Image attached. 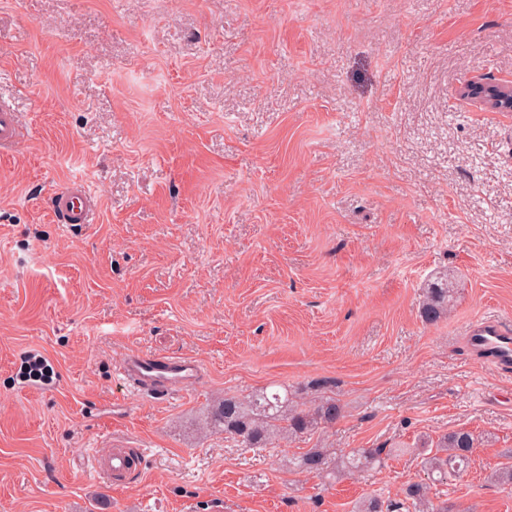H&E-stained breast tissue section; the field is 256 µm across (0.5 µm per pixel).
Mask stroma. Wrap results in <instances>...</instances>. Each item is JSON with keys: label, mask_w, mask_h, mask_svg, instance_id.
<instances>
[{"label": "stroma", "mask_w": 512, "mask_h": 512, "mask_svg": "<svg viewBox=\"0 0 512 512\" xmlns=\"http://www.w3.org/2000/svg\"><path fill=\"white\" fill-rule=\"evenodd\" d=\"M512 0H0V96L29 131L0 158V512H354L401 505L444 434L479 439L432 485L512 512V376L462 343L512 319ZM85 183L93 223L56 224ZM457 283L426 322L425 290ZM190 357L137 396L130 350ZM287 389L336 423L244 448L215 401ZM141 451L125 485L98 449ZM387 448L339 479L281 463ZM118 374L131 392L150 395L185 391L200 378V364L187 357H166L137 350L127 352Z\"/></svg>", "instance_id": "obj_1"}]
</instances>
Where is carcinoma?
I'll list each match as a JSON object with an SVG mask.
<instances>
[{
  "label": "carcinoma",
  "instance_id": "carcinoma-1",
  "mask_svg": "<svg viewBox=\"0 0 512 512\" xmlns=\"http://www.w3.org/2000/svg\"><path fill=\"white\" fill-rule=\"evenodd\" d=\"M451 288L448 276L437 278L428 288L421 314L427 322H435L448 311ZM342 414L334 399L320 404L314 412H306L291 404L288 392L261 390L247 400L226 397L213 409L209 425L224 429L248 448H264L277 435L301 433L319 424H333ZM476 448V438L466 430L452 431L441 437L436 452L427 457L424 469L433 482H444L448 475L463 470ZM382 448H357L348 454L332 456L323 448H311L299 456H286L283 465L315 477L335 476L356 469L378 468L383 463ZM430 486L411 485L406 492L408 512H448V506H430Z\"/></svg>",
  "mask_w": 512,
  "mask_h": 512
}]
</instances>
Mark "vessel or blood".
<instances>
[{
	"label": "vessel or blood",
	"mask_w": 512,
	"mask_h": 512,
	"mask_svg": "<svg viewBox=\"0 0 512 512\" xmlns=\"http://www.w3.org/2000/svg\"><path fill=\"white\" fill-rule=\"evenodd\" d=\"M26 135L19 112L0 100V155L15 150ZM51 214L60 224L92 223L93 199L83 186L71 184L52 199ZM464 344L479 363L494 367L501 374H512V321L498 316L474 319L464 331ZM118 373L131 392L160 395L193 387L200 378L201 366L187 357H166L132 350L122 358ZM94 467L116 486L126 483L136 472L130 452L119 442L98 455Z\"/></svg>",
	"instance_id": "vessel-or-blood-1"
}]
</instances>
